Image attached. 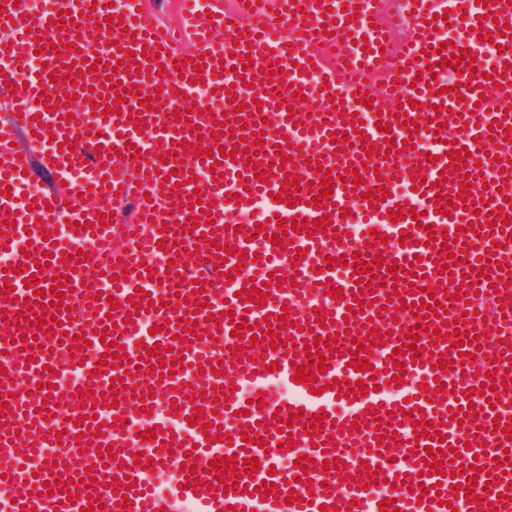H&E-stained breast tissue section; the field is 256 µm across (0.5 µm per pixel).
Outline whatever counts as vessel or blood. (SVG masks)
Listing matches in <instances>:
<instances>
[{"label": "vessel or blood", "mask_w": 512, "mask_h": 512, "mask_svg": "<svg viewBox=\"0 0 512 512\" xmlns=\"http://www.w3.org/2000/svg\"><path fill=\"white\" fill-rule=\"evenodd\" d=\"M393 16L406 36L392 40L384 29L380 0H237V9L211 20L190 5L186 25L197 37L195 50L176 45L180 31H160L152 14H138L136 0L114 8L110 0H47L39 15H31L29 0H0V91L10 98L13 114L0 122V144L24 136L26 146L0 155V252L12 254V270H0V512H381L382 501L393 500L398 512H471L465 497L454 494L475 478L472 493L479 502L512 512L503 501L504 487L492 486L494 476L512 481V468L493 460L471 474L472 451L466 437L479 443L501 439L496 423H508L502 410L512 402V283L502 280L501 265L512 264V179H490V171L508 169L512 152V113L498 111L501 99L512 98V39L503 36L512 25V0L483 6L476 0H392ZM66 27L55 30L54 20ZM338 20L334 34L326 22ZM97 21L100 32L111 33L113 45L97 51L89 39H78L80 28ZM458 37L453 48L432 53L447 41L449 30ZM498 44L493 65L483 59L459 62L471 71L472 86L449 92L443 71L433 62L450 59L456 49L476 48L479 36ZM54 48L41 52L39 40ZM72 51H64V44ZM251 47V64L244 82L232 86L226 75L238 58L234 46ZM161 55L146 61L144 49ZM131 53L120 64L122 50ZM98 61L104 76L82 73L76 83H64L67 100L57 109H44L53 98L50 76L72 62ZM502 70L501 80L489 77ZM273 91H265L263 79ZM253 93H246V86ZM206 88L209 101L194 97ZM235 90L229 102L227 90ZM368 97L360 105L358 96ZM123 97L119 112H100L101 101ZM401 102L403 120L380 131L388 106ZM496 113L500 125L493 144L483 122ZM244 115L242 128L216 136L223 115ZM364 122V139L337 144L344 123ZM311 118L303 126V118ZM416 122V132L405 130ZM468 130H459L461 122ZM259 133L264 147L250 153L241 133ZM394 141L388 156L370 157L363 142ZM466 146L467 158L450 167L456 145ZM209 148V156L198 154ZM170 161L160 162L162 150ZM230 157H221V150ZM293 159L294 170L270 169L280 155ZM58 173L66 191L59 194L33 186V164ZM375 166V173L350 184L352 171ZM336 169L329 185L332 198L311 206L313 190L321 183L317 169ZM205 172V192L195 190L186 171ZM467 173L468 194H454L457 172ZM424 181H416V173ZM400 176L416 191L414 215L391 222L399 198L385 177ZM293 189H285V182ZM385 187L379 200L369 199L372 187ZM278 217H300L310 231L279 236L275 223L264 232L245 235L250 199L276 198ZM449 195L455 210L441 215L437 195ZM26 196L25 211L15 200ZM92 199L78 208L79 198ZM16 223H5L6 215ZM109 225H101L100 215ZM79 223L70 247L44 238L40 225L60 218ZM376 224L385 242H369L368 232L351 241L350 221ZM410 239H401L402 230ZM336 243H329V233ZM457 235L451 250L432 247L429 234ZM50 253L48 267L18 251L19 243ZM360 254L362 262L383 257L398 261L404 273H383L374 291L358 286L351 267L323 270L322 259ZM164 257L156 265V257ZM487 268L478 272L474 265ZM470 270H463V263ZM230 278H223L224 268ZM68 277L61 306L52 307L50 278ZM40 278L44 297H35L31 278ZM396 286L397 296L386 289ZM458 297H447L449 286ZM268 289L259 309L249 304L255 290ZM342 289V298L332 290ZM362 307H355L354 299ZM442 303L439 315L429 314L428 300ZM153 301L152 311L137 304ZM288 314L290 326L277 321ZM190 320L184 332L180 320ZM253 326V339L232 336L234 326ZM105 335H97V328ZM419 331L418 350L405 351L404 382L394 379V349H403L408 328ZM291 337L288 345H272L266 329ZM378 329L385 342L363 355L365 367L355 370L349 360L355 347L338 341L343 331ZM476 333L479 351L454 346L452 333ZM333 337L325 372L310 370V383H296L293 363L296 343L308 342L309 354L321 351L320 341ZM59 338L45 351L49 338ZM155 346V356L139 363L135 341ZM123 352L120 368L105 364L104 356ZM451 364L437 369L440 355ZM173 360L172 376H164L161 357ZM276 363L267 371L264 361ZM210 372H201L202 364ZM77 366L81 380L67 390L55 387L57 376ZM506 384L493 388L492 380ZM363 381L364 397L345 395L348 383ZM289 385L290 401L280 400L276 385ZM153 394L151 411L138 404L143 391ZM472 391L476 411L472 422H446L444 415L465 391ZM440 394L437 403L427 394ZM498 397L502 405L491 408ZM303 408L320 419L308 434L291 409ZM198 412V427L188 418ZM291 420L282 433L283 420ZM425 423L428 435L415 439V424ZM260 439L250 442L248 429ZM448 431L449 445L460 451V476L435 474L428 448L439 445L437 434ZM154 433L151 453L137 455L145 433ZM26 438L28 449L64 445L55 464L26 466L13 442ZM512 450V438L501 439ZM108 452L111 476L98 471V452ZM323 462L332 457L328 472L299 471L300 456ZM228 458L240 475L241 494L213 489L211 462ZM257 459L259 469L247 472L245 462ZM369 475H361V467ZM172 468L173 488L165 495L151 490L152 471ZM196 474L184 478L183 468ZM79 485H72L76 474ZM270 494L259 492L260 485ZM299 501H290V494Z\"/></svg>", "instance_id": "vessel-or-blood-1"}]
</instances>
